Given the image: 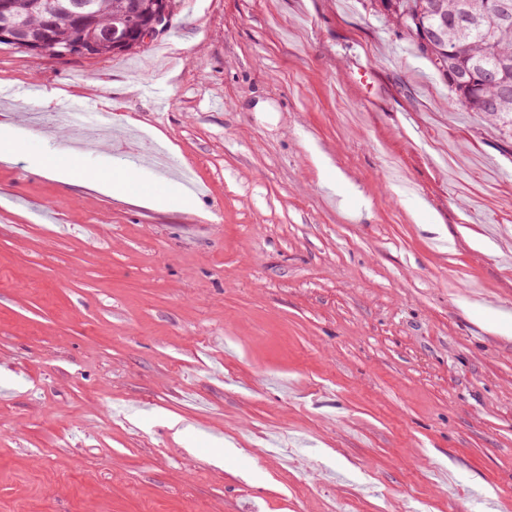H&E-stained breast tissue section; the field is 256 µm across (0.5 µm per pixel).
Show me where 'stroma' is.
I'll return each instance as SVG.
<instances>
[{
	"instance_id": "35a3bbf8",
	"label": "stroma",
	"mask_w": 512,
	"mask_h": 512,
	"mask_svg": "<svg viewBox=\"0 0 512 512\" xmlns=\"http://www.w3.org/2000/svg\"><path fill=\"white\" fill-rule=\"evenodd\" d=\"M173 26L0 45V512H507L512 133L366 0ZM33 84L111 114L87 167L166 149L167 208L36 172Z\"/></svg>"
}]
</instances>
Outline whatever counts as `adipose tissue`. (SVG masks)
<instances>
[{
    "label": "adipose tissue",
    "instance_id": "obj_1",
    "mask_svg": "<svg viewBox=\"0 0 512 512\" xmlns=\"http://www.w3.org/2000/svg\"><path fill=\"white\" fill-rule=\"evenodd\" d=\"M37 171L49 172L69 186H86L102 189L112 194H128L140 183L136 171L131 169H112L109 171L91 170L83 164V154L70 152L66 159H57L54 152L48 151L34 161Z\"/></svg>",
    "mask_w": 512,
    "mask_h": 512
}]
</instances>
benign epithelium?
I'll use <instances>...</instances> for the list:
<instances>
[{
	"mask_svg": "<svg viewBox=\"0 0 512 512\" xmlns=\"http://www.w3.org/2000/svg\"><path fill=\"white\" fill-rule=\"evenodd\" d=\"M69 6L38 11V22L16 12L15 0H0V40L23 45L33 54L58 57H98L105 51L121 52L132 49L168 29L171 10L169 0H125L124 18L100 24L89 11V0H68ZM87 29L84 37L68 40L61 33V19ZM137 20L135 33H130L125 19ZM446 13L438 14L431 26L421 28L425 42L438 40L455 24Z\"/></svg>",
	"mask_w": 512,
	"mask_h": 512,
	"instance_id": "benign-epithelium-1",
	"label": "benign epithelium"
}]
</instances>
